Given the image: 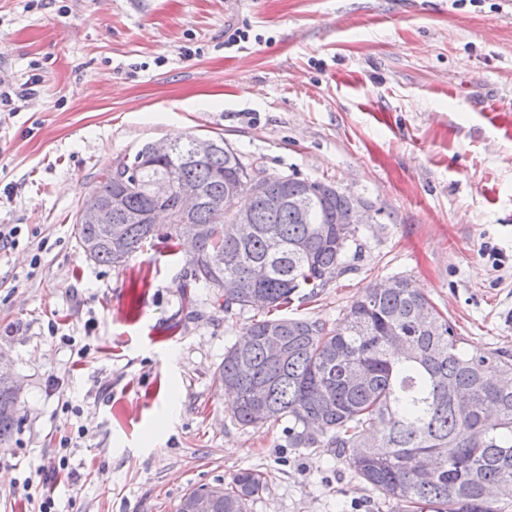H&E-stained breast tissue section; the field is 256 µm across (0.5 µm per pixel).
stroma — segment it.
<instances>
[{"instance_id":"obj_1","label":"stroma","mask_w":512,"mask_h":512,"mask_svg":"<svg viewBox=\"0 0 512 512\" xmlns=\"http://www.w3.org/2000/svg\"><path fill=\"white\" fill-rule=\"evenodd\" d=\"M0 90V224L22 228L0 252V353L24 382L0 512H34L28 479L55 512H177L247 468L266 476L247 512H395L335 449L236 423L214 373L253 311L207 288L187 307L160 242L93 264L73 224L145 143L221 138L379 212L285 316L339 325L400 277L470 347L512 350V0H0Z\"/></svg>"}]
</instances>
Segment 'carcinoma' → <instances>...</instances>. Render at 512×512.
<instances>
[{
	"mask_svg": "<svg viewBox=\"0 0 512 512\" xmlns=\"http://www.w3.org/2000/svg\"><path fill=\"white\" fill-rule=\"evenodd\" d=\"M199 137L170 142L169 159L148 158L141 148L129 163L107 170L79 208L74 235L90 261L114 269L155 239L178 255L185 229H196L193 254L185 260L180 288H209L217 279L233 280L237 290L213 294V303L230 311L254 308L264 298L271 312L299 294L313 297L347 268L357 245L354 217L336 223L330 203L339 188L317 183L310 201L294 198L274 207L253 198L246 206L252 233L242 237L232 223L227 189L238 194L257 168L245 165L224 140L210 152L197 151ZM169 178L189 184L199 195L198 209L183 215L177 196L164 204L169 223L138 219L149 209L150 184ZM127 182L123 206L112 215L122 237L104 224L84 221L90 208L112 199ZM303 207L308 222L295 212ZM278 236L283 250L267 252V238ZM269 266L262 282L252 280L254 264ZM275 338L284 352L271 356ZM216 382L235 396L234 417L241 426L283 423L289 448L332 447L362 480L398 512H508L512 508V352L467 347L454 326L404 278L391 288H365L352 302L343 328L307 318L253 319L227 348ZM468 397L462 414L458 397ZM262 404L266 418L255 416ZM18 400L0 384V444L18 424ZM266 486L263 472L243 469L224 487L214 512H245L247 502ZM492 488V499L485 491Z\"/></svg>",
	"mask_w": 512,
	"mask_h": 512,
	"instance_id": "obj_1",
	"label": "carcinoma"
}]
</instances>
